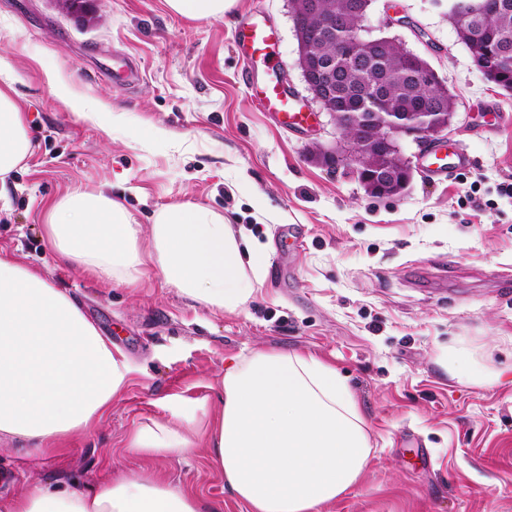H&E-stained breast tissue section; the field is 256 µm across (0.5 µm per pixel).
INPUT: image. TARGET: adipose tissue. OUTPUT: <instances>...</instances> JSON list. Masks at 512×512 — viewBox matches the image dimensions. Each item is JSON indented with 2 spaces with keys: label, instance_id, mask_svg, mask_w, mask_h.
<instances>
[{
  "label": "adipose tissue",
  "instance_id": "ef3b65f1",
  "mask_svg": "<svg viewBox=\"0 0 512 512\" xmlns=\"http://www.w3.org/2000/svg\"><path fill=\"white\" fill-rule=\"evenodd\" d=\"M47 81L82 119L125 125L96 103L86 111L56 73ZM29 130L0 87V199L5 178L28 157ZM55 252L89 276L128 286L152 264L165 284L210 310L232 311L260 284L263 246L212 208L182 202L155 211L149 246L125 206L77 188L47 226ZM127 357L77 302L40 270L0 254V439L53 452L87 432L128 384ZM216 404L168 397L171 417L133 430L127 446L148 458L186 456L204 437L225 490L246 512H323L348 493L371 457L363 418L345 380L318 358L258 350L230 359L216 380ZM0 512H221L154 471L92 486H37L0 503Z\"/></svg>",
  "mask_w": 512,
  "mask_h": 512
}]
</instances>
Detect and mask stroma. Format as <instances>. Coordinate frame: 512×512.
<instances>
[{"instance_id":"1","label":"stroma","mask_w":512,"mask_h":512,"mask_svg":"<svg viewBox=\"0 0 512 512\" xmlns=\"http://www.w3.org/2000/svg\"><path fill=\"white\" fill-rule=\"evenodd\" d=\"M394 3L411 27L387 26ZM290 11L289 0H235L224 18L195 21L163 0H0V55L12 60L32 140L8 178L0 253L72 295L133 367L100 422L61 451L29 455L0 441V501L146 467L125 439L169 418L168 396L213 397L225 358L286 350L336 367L372 448L355 487L325 512H512V282L500 277L512 267V92L476 69L448 0H373L366 30L437 72L456 102L443 151L472 163L442 174L424 164L402 196H369L351 170L313 158V143L336 139L327 115L290 129L257 103L284 70L293 105L305 108ZM252 17L273 32L269 58L247 59L237 45ZM50 72L86 103L127 113L128 126L79 119ZM136 132L145 145H133ZM76 187L111 195L144 227L177 202L222 212L266 247L256 293L219 313L152 268L131 287L89 277L47 237L54 206ZM454 350L481 380L447 370ZM158 467L223 512H243L206 450Z\"/></svg>"}]
</instances>
